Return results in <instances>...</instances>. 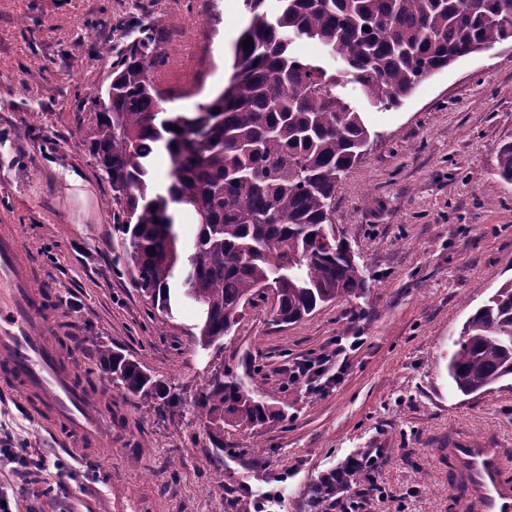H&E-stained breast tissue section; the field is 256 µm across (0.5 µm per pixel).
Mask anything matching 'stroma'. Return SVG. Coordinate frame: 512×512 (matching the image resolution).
Instances as JSON below:
<instances>
[{
  "instance_id": "1",
  "label": "stroma",
  "mask_w": 512,
  "mask_h": 512,
  "mask_svg": "<svg viewBox=\"0 0 512 512\" xmlns=\"http://www.w3.org/2000/svg\"><path fill=\"white\" fill-rule=\"evenodd\" d=\"M243 0H0V225H13L38 283L71 329L75 374H97L104 346L166 382L147 404L105 384L112 439L66 445L18 397L0 392V488L21 443L69 460L32 482L13 512H319L315 487L348 459L377 455L387 496L371 512H458L442 448L460 439L504 449L512 463V380L464 397L447 372L464 321L512 280V183L495 152L512 139V47L460 58L395 108L345 96L371 133L336 189L333 219L365 286L293 324L265 303L245 307L221 344L194 339L185 302L165 315L123 264L112 187L89 151L94 101L143 38L165 109L192 112L227 85ZM362 337L340 381L292 385L285 365ZM251 384L277 419L225 427L223 450L197 403L217 373Z\"/></svg>"
}]
</instances>
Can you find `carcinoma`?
I'll use <instances>...</instances> for the list:
<instances>
[{"mask_svg": "<svg viewBox=\"0 0 512 512\" xmlns=\"http://www.w3.org/2000/svg\"><path fill=\"white\" fill-rule=\"evenodd\" d=\"M250 14L233 48L224 90L194 112H167L152 85V43L141 41L112 73L96 103L89 151L122 211L123 263L162 312L172 295L201 311L198 342L217 345L239 309L273 300L281 323L364 287L348 242L332 226L342 175L371 134L342 95L352 83L370 101L396 107L429 76L471 50L512 42V0H244ZM252 44L245 46L243 41ZM313 40L338 69L293 52ZM164 146L172 168L151 188V161ZM512 182V140L496 152ZM192 209L198 233L184 247L174 210ZM103 380L149 403L167 386L107 347L93 355ZM448 377L463 396L512 378V282L471 314L453 341ZM208 428L256 426L268 406L238 379L220 376L198 403Z\"/></svg>", "mask_w": 512, "mask_h": 512, "instance_id": "1", "label": "carcinoma"}]
</instances>
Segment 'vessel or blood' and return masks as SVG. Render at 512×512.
Returning <instances> with one entry per match:
<instances>
[{
    "label": "vessel or blood",
    "mask_w": 512,
    "mask_h": 512,
    "mask_svg": "<svg viewBox=\"0 0 512 512\" xmlns=\"http://www.w3.org/2000/svg\"><path fill=\"white\" fill-rule=\"evenodd\" d=\"M54 307L48 291L34 284L17 234L0 229V378L20 388L47 427L87 446L104 435L109 416L73 378ZM448 455L469 487L460 512H512V468L501 449L460 441Z\"/></svg>",
    "instance_id": "1"
}]
</instances>
